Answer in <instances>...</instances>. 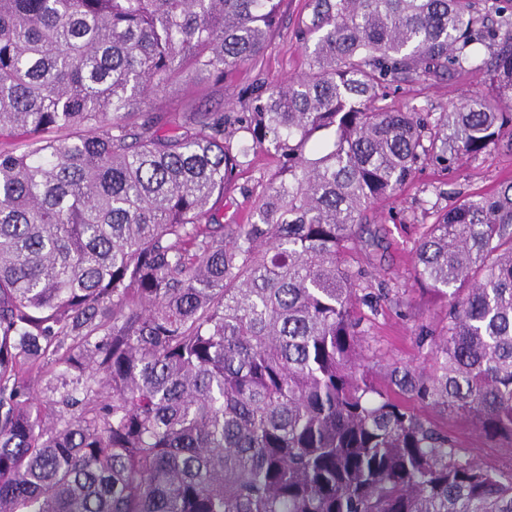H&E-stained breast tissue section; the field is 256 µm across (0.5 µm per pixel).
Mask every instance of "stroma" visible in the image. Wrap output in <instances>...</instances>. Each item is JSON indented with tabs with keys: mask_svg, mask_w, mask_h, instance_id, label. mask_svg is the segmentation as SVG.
<instances>
[{
	"mask_svg": "<svg viewBox=\"0 0 512 512\" xmlns=\"http://www.w3.org/2000/svg\"><path fill=\"white\" fill-rule=\"evenodd\" d=\"M279 29L270 38L263 56L237 65L224 76L223 83L192 82L170 89L154 99L155 110L188 112L195 103L242 111L248 92L260 84L273 85L300 74L307 55L296 36L298 27L310 21L311 0H284ZM481 75L466 74L452 80L428 83H397L388 90V101L395 107L416 106L424 112H446L462 99L485 94ZM252 162L240 171L224 196V222L247 223L253 206V190L258 181L268 179L275 162L263 150L251 154ZM512 180V150L501 148L459 164L443 167L428 163L416 170L409 182L394 196L380 202L368 214L377 229L381 246L370 254H359L357 261L366 268L372 291L386 290L378 301V312L364 324L370 348L383 362L426 365L417 349L419 327L445 310L443 299L422 290L415 280L413 251L428 224L460 200L497 188ZM462 448L486 466L502 470L512 467V447L491 446L465 421L452 416L440 419Z\"/></svg>",
	"mask_w": 512,
	"mask_h": 512,
	"instance_id": "35a3bbf8",
	"label": "stroma"
}]
</instances>
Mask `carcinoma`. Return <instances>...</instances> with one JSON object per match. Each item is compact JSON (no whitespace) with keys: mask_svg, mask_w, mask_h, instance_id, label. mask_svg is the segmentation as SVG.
I'll use <instances>...</instances> for the list:
<instances>
[{"mask_svg":"<svg viewBox=\"0 0 512 512\" xmlns=\"http://www.w3.org/2000/svg\"><path fill=\"white\" fill-rule=\"evenodd\" d=\"M282 2L0 0V512H512V468L410 406L512 445V180L418 241L447 305L384 386L350 262L420 164L512 144V0H314L305 71L151 111L261 56ZM473 71L493 101L386 103ZM257 148L277 169L226 231Z\"/></svg>","mask_w":512,"mask_h":512,"instance_id":"obj_1","label":"carcinoma"}]
</instances>
